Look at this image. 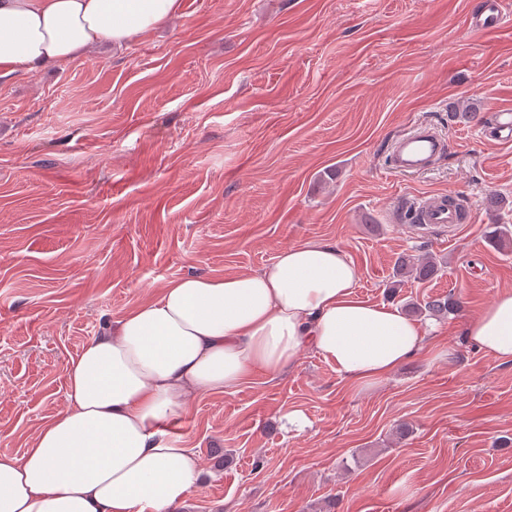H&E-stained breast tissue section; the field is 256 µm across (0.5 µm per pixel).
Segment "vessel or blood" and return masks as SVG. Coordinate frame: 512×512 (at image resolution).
<instances>
[{"mask_svg":"<svg viewBox=\"0 0 512 512\" xmlns=\"http://www.w3.org/2000/svg\"><path fill=\"white\" fill-rule=\"evenodd\" d=\"M503 20L500 0H483L481 10L471 18L475 33H487L499 28ZM446 140L433 128L420 126L397 136L391 145L390 168L397 174L417 173L429 169L445 154ZM420 223L435 227L455 223L448 208L447 194H437L419 204L416 209Z\"/></svg>","mask_w":512,"mask_h":512,"instance_id":"vessel-or-blood-1","label":"vessel or blood"}]
</instances>
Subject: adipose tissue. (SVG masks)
I'll use <instances>...</instances> for the list:
<instances>
[{
	"label": "adipose tissue",
	"instance_id": "1",
	"mask_svg": "<svg viewBox=\"0 0 512 512\" xmlns=\"http://www.w3.org/2000/svg\"><path fill=\"white\" fill-rule=\"evenodd\" d=\"M180 8L181 0H0V77L126 45ZM357 286L351 257L313 239L258 272L166 283L69 361L67 406L25 453L0 454V512H181L202 484L198 458L171 430L191 399L258 372L286 373L307 349L366 387L427 347L421 322L359 299ZM466 334L512 361V290L471 318Z\"/></svg>",
	"mask_w": 512,
	"mask_h": 512
}]
</instances>
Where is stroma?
I'll use <instances>...</instances> for the list:
<instances>
[{
	"label": "stroma",
	"instance_id": "obj_1",
	"mask_svg": "<svg viewBox=\"0 0 512 512\" xmlns=\"http://www.w3.org/2000/svg\"><path fill=\"white\" fill-rule=\"evenodd\" d=\"M182 0L165 27L95 56L0 78V454L66 405V365L108 323L187 275L257 272L293 243L336 245L358 298L424 317L432 347L367 388L314 351L196 397L173 425L202 466L184 512H512V363L467 319L512 290V0ZM470 101V120L449 119ZM436 128L427 172L389 169L393 139ZM335 171L325 181L326 171ZM465 198L453 228L405 223L421 198ZM446 258L390 290L400 256ZM309 421L302 432L283 421ZM501 2L484 0L481 10L471 18V29L474 33H487L499 28L502 23ZM461 307L460 300L453 294L441 298L426 301L424 305L413 306L412 309L420 314H428L433 317H445L457 312Z\"/></svg>",
	"mask_w": 512,
	"mask_h": 512
}]
</instances>
